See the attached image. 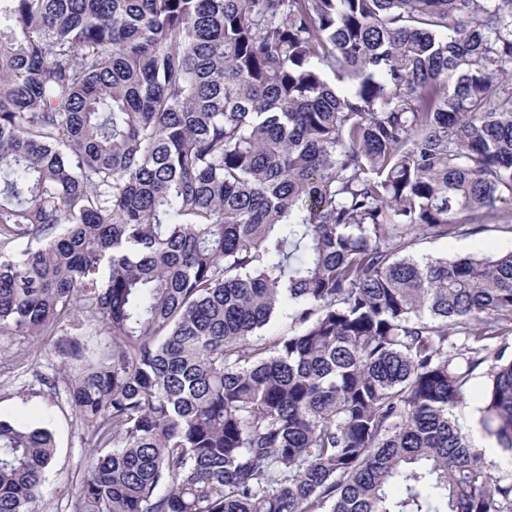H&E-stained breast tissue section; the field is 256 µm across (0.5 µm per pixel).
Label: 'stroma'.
<instances>
[{"label":"stroma","instance_id":"stroma-1","mask_svg":"<svg viewBox=\"0 0 512 512\" xmlns=\"http://www.w3.org/2000/svg\"><path fill=\"white\" fill-rule=\"evenodd\" d=\"M512 249V222L507 218L487 224L472 236L459 233L419 241L414 252L419 256L465 255L475 251L495 255ZM54 337L0 336V416L23 417L33 423L50 421L56 438V453L45 473L39 507L46 512H69V504L81 480L84 450L80 444L82 428L64 390L43 384L60 364L54 352ZM28 351L26 361L16 359L17 349ZM488 384L483 371H476L469 384L471 402L459 422L464 433L486 450L493 471L512 470V454L503 452L486 438L478 422L477 399Z\"/></svg>","mask_w":512,"mask_h":512}]
</instances>
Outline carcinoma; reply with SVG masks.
<instances>
[{"label": "carcinoma", "instance_id": "carcinoma-1", "mask_svg": "<svg viewBox=\"0 0 512 512\" xmlns=\"http://www.w3.org/2000/svg\"><path fill=\"white\" fill-rule=\"evenodd\" d=\"M512 0H0V336L72 512H512ZM288 308V328L264 330ZM108 336L93 338L88 326ZM55 440L0 418V512ZM505 219L486 224V230L472 236L459 233L419 241L414 246L418 256L465 255L480 250L486 255H495L512 249V222L507 214L512 213V204L504 203ZM56 338L0 336V416L23 417L31 423L49 419L57 448L46 470L38 505L45 512H69L83 471L82 428L62 386L55 391L36 376L52 377L59 368L60 359L54 352ZM20 347L29 352L24 363L15 358ZM487 366L475 372L474 377L469 384L470 404L464 409L460 415V425L463 432L476 444L487 448L486 460L492 468L494 473L505 472L512 470V454L503 452L497 444L486 438L478 423L479 413L478 397L483 392L488 384V379L485 376Z\"/></svg>", "mask_w": 512, "mask_h": 512}]
</instances>
